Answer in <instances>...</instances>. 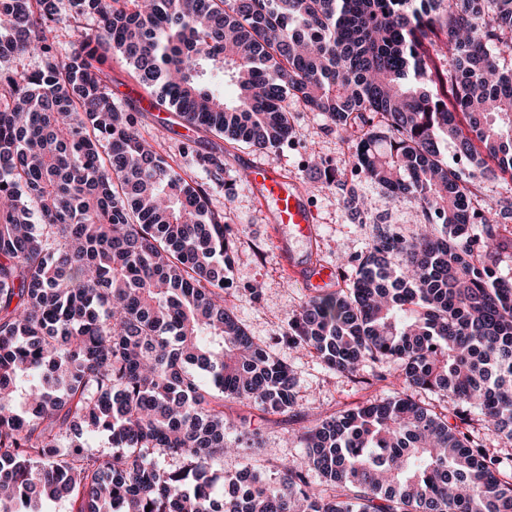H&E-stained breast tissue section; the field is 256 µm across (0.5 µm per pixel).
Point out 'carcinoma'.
<instances>
[{
	"label": "carcinoma",
	"instance_id": "obj_1",
	"mask_svg": "<svg viewBox=\"0 0 512 512\" xmlns=\"http://www.w3.org/2000/svg\"><path fill=\"white\" fill-rule=\"evenodd\" d=\"M61 2L0 0V512H512V465L462 428L475 411L512 442V189L476 206L447 154L512 179V0H70L99 31L65 56ZM114 52L172 109L160 131L274 153L291 98L424 217L408 240L377 227L344 286L288 323L338 373L402 369L398 395L298 432L319 489L295 466L217 468L229 429L255 436L225 403L283 415L296 381L224 297L210 187L115 102ZM182 151L223 175L224 150Z\"/></svg>",
	"mask_w": 512,
	"mask_h": 512
}]
</instances>
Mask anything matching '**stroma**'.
Wrapping results in <instances>:
<instances>
[{
  "label": "stroma",
  "instance_id": "1",
  "mask_svg": "<svg viewBox=\"0 0 512 512\" xmlns=\"http://www.w3.org/2000/svg\"><path fill=\"white\" fill-rule=\"evenodd\" d=\"M288 111L296 131L294 138L272 155L244 146L225 154L224 183L213 187L210 195L212 208L223 211L227 234L236 245L227 300L255 341L289 366L296 379V403L288 415H267L227 404L229 419L248 415L258 432L256 438H242V456L225 458L228 471L239 468L245 457L308 467L304 449L289 444L290 434L334 412L393 396L400 384L397 363H366L356 375H342L285 338L288 318L311 293L293 277L280 254L278 231L269 224L261 201L242 181L244 161L274 164L304 188L319 224V239L306 255L310 261L335 266L355 263L371 247L376 226L406 238L423 220L410 206L391 202L377 183L352 175L349 146L322 116L295 104L289 105ZM312 155L340 172L341 183L328 182L322 170L308 167L307 159ZM351 191L364 201L356 217L346 207Z\"/></svg>",
  "mask_w": 512,
  "mask_h": 512
}]
</instances>
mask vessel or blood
<instances>
[{
    "label": "vessel or blood",
    "mask_w": 512,
    "mask_h": 512,
    "mask_svg": "<svg viewBox=\"0 0 512 512\" xmlns=\"http://www.w3.org/2000/svg\"><path fill=\"white\" fill-rule=\"evenodd\" d=\"M246 174L249 186L267 207L270 224L296 241L310 244L317 239L315 211L298 184L272 165L249 164ZM336 277L333 267L320 262L310 263L297 273L299 282L315 291L334 287Z\"/></svg>",
    "instance_id": "vessel-or-blood-1"
}]
</instances>
